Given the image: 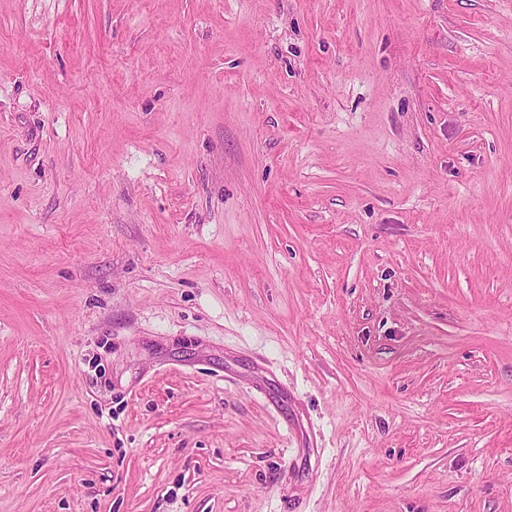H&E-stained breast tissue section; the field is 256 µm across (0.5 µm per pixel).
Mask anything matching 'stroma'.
Returning <instances> with one entry per match:
<instances>
[{
    "instance_id": "stroma-1",
    "label": "stroma",
    "mask_w": 512,
    "mask_h": 512,
    "mask_svg": "<svg viewBox=\"0 0 512 512\" xmlns=\"http://www.w3.org/2000/svg\"><path fill=\"white\" fill-rule=\"evenodd\" d=\"M0 512H512V0H0Z\"/></svg>"
}]
</instances>
